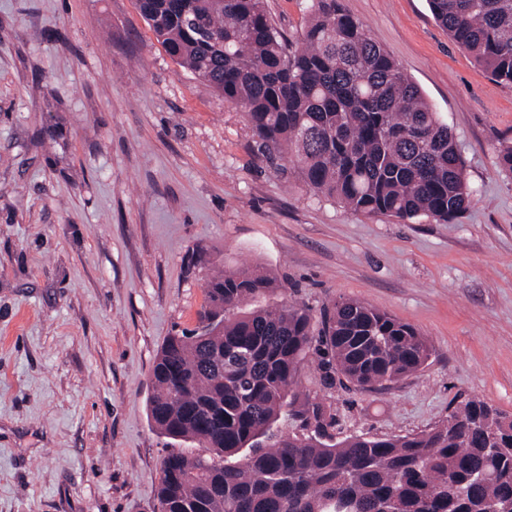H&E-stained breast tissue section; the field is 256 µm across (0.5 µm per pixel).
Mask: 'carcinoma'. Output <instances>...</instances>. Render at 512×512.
<instances>
[{
    "instance_id": "1",
    "label": "carcinoma",
    "mask_w": 512,
    "mask_h": 512,
    "mask_svg": "<svg viewBox=\"0 0 512 512\" xmlns=\"http://www.w3.org/2000/svg\"><path fill=\"white\" fill-rule=\"evenodd\" d=\"M136 4L167 54L244 113L262 156L288 157L314 193L401 221L446 223L469 206L453 132L340 0H312L293 51L265 0ZM429 5L457 46L512 84V0ZM274 288L257 268L213 275L199 326L161 348L150 419L199 451L164 458L160 512H512L509 415L470 398L424 432L336 439V415L297 388L304 357H318L325 387L372 391L418 372L429 341L357 299L318 317L297 304L234 314ZM285 417L298 431L273 429Z\"/></svg>"
}]
</instances>
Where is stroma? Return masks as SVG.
<instances>
[{
    "label": "stroma",
    "mask_w": 512,
    "mask_h": 512,
    "mask_svg": "<svg viewBox=\"0 0 512 512\" xmlns=\"http://www.w3.org/2000/svg\"><path fill=\"white\" fill-rule=\"evenodd\" d=\"M341 4L456 138L474 196L448 223L353 213L267 162L136 0H0V512H159L177 445L150 420L151 371L217 268L276 278L246 311L355 298L428 338L424 367L374 392L324 389L305 357L337 438L419 433L457 399L512 415V86L427 0ZM265 6L291 41L310 0Z\"/></svg>",
    "instance_id": "obj_1"
}]
</instances>
